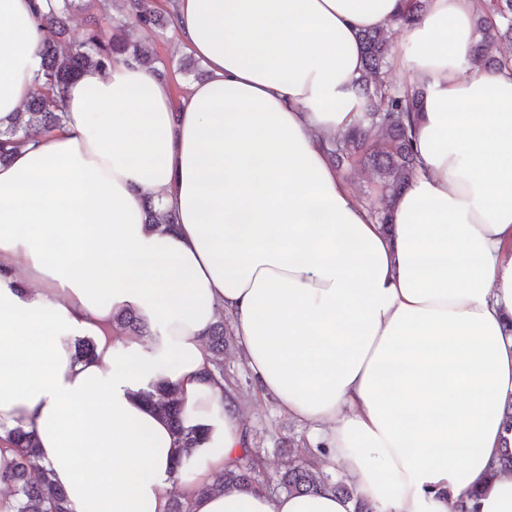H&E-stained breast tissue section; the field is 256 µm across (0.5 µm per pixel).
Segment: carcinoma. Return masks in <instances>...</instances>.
Listing matches in <instances>:
<instances>
[{
	"label": "carcinoma",
	"mask_w": 512,
	"mask_h": 512,
	"mask_svg": "<svg viewBox=\"0 0 512 512\" xmlns=\"http://www.w3.org/2000/svg\"><path fill=\"white\" fill-rule=\"evenodd\" d=\"M101 18L86 28L82 37H69V21L76 0H49V11L38 15V24L46 37L40 48L42 64L34 77L35 91L16 112L8 127L0 130V162H5L11 150L26 144L33 132L48 133L60 127L65 116L64 92L69 83L88 68L106 70L121 60L151 64L148 50L138 43L139 30L162 28L166 17L154 0H98ZM426 9V0H403L402 11L393 20L401 28H409ZM479 41L472 55L480 60L484 47L500 43L512 48V0H478ZM389 28L365 30L360 34L363 48V74L359 79L361 119L349 131L336 139L330 159L336 171L358 166L379 177L389 198H394L415 174L418 158L414 151L415 112L420 110L421 92L411 93L391 84L382 77L390 65ZM385 131L387 144L373 150L365 149L356 155L350 144H364L372 128ZM146 223L152 227L172 229L176 224L173 213L157 209L153 198L145 199ZM116 330L135 336L151 335L149 325L136 313L125 312L114 320ZM228 341L224 321L213 327L205 342L219 377H224L218 356L224 353ZM145 401L160 411L170 422L178 448L175 450L174 474L188 469L197 461L195 449L208 440L209 429L189 425L184 405L175 388L158 384L142 392ZM0 443L8 445L12 460L0 465V485L8 494L0 498V512H72L65 491L51 477L49 470L39 464L34 436L21 428L4 431ZM317 449L306 448L300 460L289 463L282 477V487L290 494L311 493L318 489L356 499V512H373L372 507L358 498L355 489L323 474L311 461ZM512 474V442L505 441L491 476ZM261 458L243 449L233 468L218 476L217 482L198 488L201 494L222 492L240 485H259Z\"/></svg>",
	"instance_id": "obj_1"
}]
</instances>
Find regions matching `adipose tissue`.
<instances>
[{
  "instance_id": "obj_1",
  "label": "adipose tissue",
  "mask_w": 512,
  "mask_h": 512,
  "mask_svg": "<svg viewBox=\"0 0 512 512\" xmlns=\"http://www.w3.org/2000/svg\"><path fill=\"white\" fill-rule=\"evenodd\" d=\"M47 0H0V129L32 95ZM477 0H429L395 61L422 91L420 166L383 230L332 166L362 30L402 0H177L209 80L174 102L145 65L89 69L61 128L0 163V434H34L74 512H165L177 388L209 427L191 512H354L331 492L198 494L246 444L204 338L228 317L264 394L375 512H512L489 478L512 402V68L472 63ZM153 196L175 215L145 222ZM139 314L153 340L119 335ZM93 338L79 360L74 342ZM145 217L146 224L152 227L163 226L170 230L177 223L173 213L157 209L151 196H147L145 199ZM113 323L119 333H132L139 337L145 347L147 346L150 338L146 336L151 335L150 327L139 315L134 312H125L116 316Z\"/></svg>"
}]
</instances>
